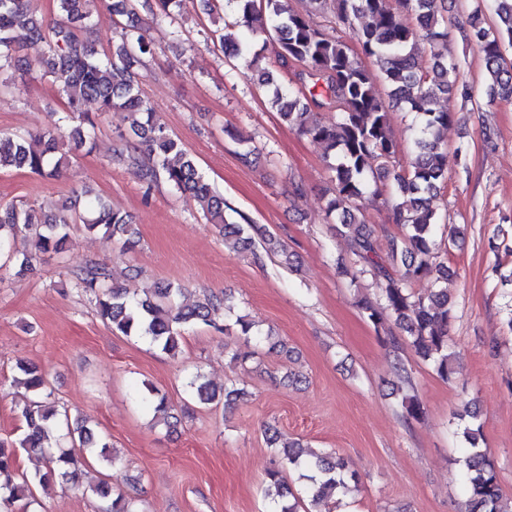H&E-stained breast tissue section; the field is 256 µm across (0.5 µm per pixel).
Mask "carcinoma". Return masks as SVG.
Listing matches in <instances>:
<instances>
[{
    "label": "carcinoma",
    "instance_id": "1",
    "mask_svg": "<svg viewBox=\"0 0 512 512\" xmlns=\"http://www.w3.org/2000/svg\"><path fill=\"white\" fill-rule=\"evenodd\" d=\"M88 0H56L57 15L50 23L36 17L31 0H0V62H17L30 73L39 68L51 74L64 101L65 112L58 122L28 136L0 135V172L28 169L47 179L60 176L68 159L60 153L63 140L80 149L95 146L96 129L102 114L120 109L132 118L130 132L121 136L123 147L110 159L138 171L149 186L165 182L182 193L192 194L201 204L205 218L217 224L230 252L248 251L260 258L256 243L265 250L277 249L265 228L239 224L226 213L229 206L200 171L194 157L169 130L152 121L148 103L141 95L139 75L133 64L155 47L137 12L138 3L149 0H116L107 5L108 15L125 16L122 44L107 55L95 48L92 36L101 18L86 10ZM324 0H309L305 9L290 6L289 0H202L208 13L224 10L229 19L224 27L211 32L224 56L239 58L255 72L257 83L269 92L271 107L280 119L296 126L306 137L324 145L332 159V197L327 214L339 219L349 261L342 274L352 285L371 278L381 291L374 303L366 298L358 305L374 326L386 316L403 338H390L394 349L400 341L428 361L439 377L450 380L456 374L455 355L448 338L451 306L448 288L416 291L414 285L433 277L448 281L447 256L463 234L455 224H447L430 207L432 198L448 177L450 154L442 132L453 120V112L440 106L441 100L471 98L469 88L459 82V66L438 48L448 44L444 20L445 0H332L331 25L315 23L311 15ZM462 34L481 54L487 80L489 102L512 100V64L505 51L512 48V0H472ZM182 0H156L159 17L179 23ZM493 20L487 19V13ZM353 33L349 41L344 30ZM273 44L275 62L281 67L304 66V89L294 91L276 84L273 71L261 66L268 44ZM30 50L33 57L17 52ZM383 80L387 97H382L377 81ZM416 115L412 159L404 166L399 146L392 134L394 112ZM336 113L327 122L323 113ZM389 191L392 223L398 232H386L387 253L380 254L375 230L359 218L360 207ZM81 224L89 231L103 229L127 249L139 242L138 229L100 197L89 200L85 214H43L32 207L0 205V258L12 264L17 274L34 269L45 254L65 249L68 230ZM33 235L34 250L17 252L18 235ZM74 284L95 303L96 311L112 331L126 336H144L166 355L180 353L187 326L202 323L216 331L236 332L246 350H235L230 360L244 363L253 356L248 346L265 342L270 348L285 349L260 334L256 323L239 315L234 325L219 322L224 300L206 295L192 306L183 304L184 291L170 283L156 284L151 297L139 298L127 288L112 283L108 267L91 264L74 273ZM18 369L24 378L26 401L20 416L26 430L19 445L0 441V505L9 508L27 499L29 486L61 479L78 478V464L93 455L105 456L109 447L92 429L68 422V413L51 399L52 391L44 374L28 365ZM189 394L207 405L219 399L230 405L239 390L213 389L200 374L187 382ZM141 400L146 408L162 418H175L165 396L145 388ZM470 418L462 428L465 444L460 481L466 498L465 512H512L503 502L494 466L478 447V414L466 408ZM66 425L71 448L50 457L43 472L28 477L19 473L16 447L44 451L58 446L61 425ZM269 447L274 449L270 483L278 499L271 512H301L303 499L283 480L286 469L299 472L306 482L311 505L344 496L359 475L349 469L333 451H306L299 442H284L279 430L265 429ZM93 492L110 501L105 512H137L134 500L113 490L104 481Z\"/></svg>",
    "mask_w": 512,
    "mask_h": 512
}]
</instances>
